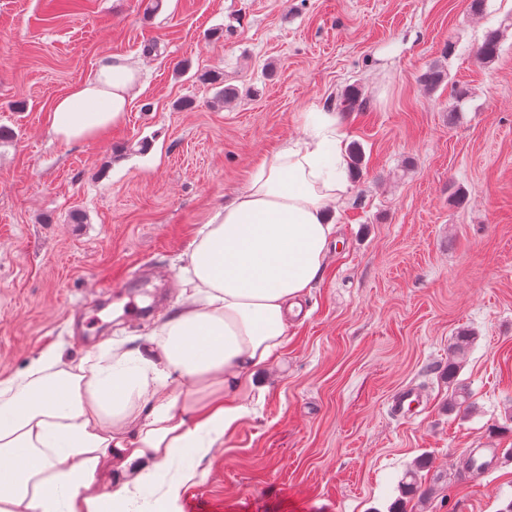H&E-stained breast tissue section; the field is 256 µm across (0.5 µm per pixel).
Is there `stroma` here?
I'll list each match as a JSON object with an SVG mask.
<instances>
[{
    "mask_svg": "<svg viewBox=\"0 0 512 512\" xmlns=\"http://www.w3.org/2000/svg\"><path fill=\"white\" fill-rule=\"evenodd\" d=\"M470 3L164 0L152 14L147 0H79L57 18L50 0H0V126L14 132L0 140V374L57 342L78 361L148 335L177 307L181 256L209 214L303 136L300 113L335 111L363 163L325 271L262 398L163 510L502 512L512 459L481 478L461 460L512 455V0ZM112 53L143 72L124 124L54 139V102ZM433 66L448 79L430 91ZM212 73L234 100L216 101ZM351 88L365 111L339 112ZM139 267L153 276L123 284ZM456 385L467 412L448 407ZM405 388L423 403L402 419ZM421 458L424 494L405 496Z\"/></svg>",
    "mask_w": 512,
    "mask_h": 512,
    "instance_id": "1",
    "label": "stroma"
}]
</instances>
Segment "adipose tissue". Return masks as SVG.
I'll return each mask as SVG.
<instances>
[{"label": "adipose tissue", "mask_w": 512, "mask_h": 512, "mask_svg": "<svg viewBox=\"0 0 512 512\" xmlns=\"http://www.w3.org/2000/svg\"><path fill=\"white\" fill-rule=\"evenodd\" d=\"M140 79L105 57L55 102L50 134L79 144L122 125ZM301 120L309 135L266 154L198 231L183 303L141 343L76 364L52 345L0 378V512H137L146 491L179 494L186 456L223 447L324 272L350 185L335 113Z\"/></svg>", "instance_id": "ef3b65f1"}]
</instances>
